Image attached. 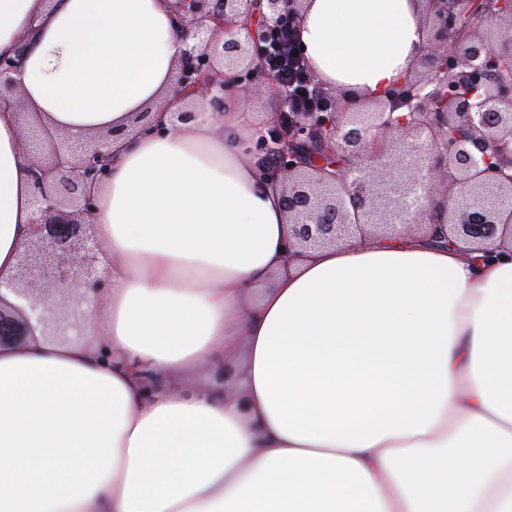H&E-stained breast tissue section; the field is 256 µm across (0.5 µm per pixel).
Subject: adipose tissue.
Instances as JSON below:
<instances>
[{"label": "adipose tissue", "instance_id": "ef3b65f1", "mask_svg": "<svg viewBox=\"0 0 512 512\" xmlns=\"http://www.w3.org/2000/svg\"><path fill=\"white\" fill-rule=\"evenodd\" d=\"M304 52L377 99L423 49L417 0H306ZM0 280L36 219L48 145L118 131L91 189L81 339L0 349V512H512V249L474 266L420 235L354 234L284 264L278 190L235 102L130 132L169 100L172 0H0ZM222 361L220 386L190 374ZM163 374L145 396L128 364ZM24 46L20 45L14 56H0V97L3 94H14L17 84L13 77L22 67Z\"/></svg>", "mask_w": 512, "mask_h": 512}]
</instances>
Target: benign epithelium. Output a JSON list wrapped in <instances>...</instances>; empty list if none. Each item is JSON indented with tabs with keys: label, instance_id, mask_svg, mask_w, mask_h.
<instances>
[{
	"label": "benign epithelium",
	"instance_id": "1",
	"mask_svg": "<svg viewBox=\"0 0 512 512\" xmlns=\"http://www.w3.org/2000/svg\"><path fill=\"white\" fill-rule=\"evenodd\" d=\"M426 53L387 98H403L400 117L384 103L336 97L315 81L320 112H288V92L264 69L276 30L299 23L302 0H176L183 34L173 96L185 108L169 124L195 119L188 106L224 108L229 92L248 100L275 85L280 106L256 143L260 175L282 188L292 263L360 232L386 236L405 223L448 226L447 247L468 259L512 242V71L485 68L512 59V0H422ZM486 22L478 31L473 20ZM24 46L0 56V97L14 94ZM112 131L36 155L29 164L37 221L19 251L18 270L0 288L24 301L0 304V348L40 331L53 343L78 340L88 293L101 295L98 244L91 231V187L109 174ZM403 148L397 158L387 140Z\"/></svg>",
	"mask_w": 512,
	"mask_h": 512
}]
</instances>
